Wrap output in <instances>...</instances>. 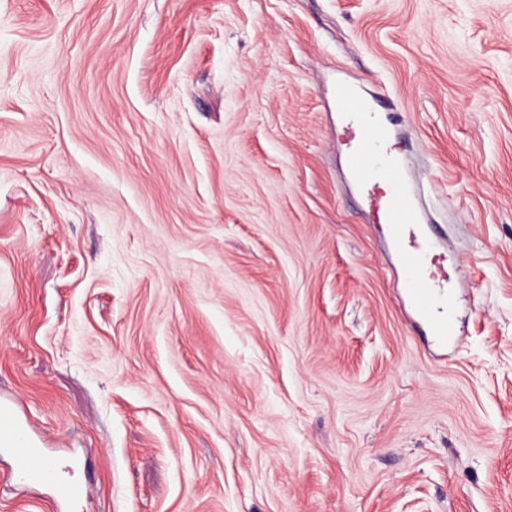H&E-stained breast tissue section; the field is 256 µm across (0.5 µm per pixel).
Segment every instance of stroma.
<instances>
[{
    "instance_id": "obj_1",
    "label": "stroma",
    "mask_w": 512,
    "mask_h": 512,
    "mask_svg": "<svg viewBox=\"0 0 512 512\" xmlns=\"http://www.w3.org/2000/svg\"><path fill=\"white\" fill-rule=\"evenodd\" d=\"M343 82L447 258L448 348ZM0 398L84 512H512V0H0ZM337 98L344 112L361 118L359 140L363 147L351 159L353 180L363 187L376 182L388 188L382 195V202L377 198L372 203L375 204L376 221L388 225L394 249L401 258L405 295L413 309L431 325L434 336L448 339L453 328V316L448 312V289L433 281L435 273L426 276V270L434 267L447 280L443 266L445 257L437 252L432 242L418 239L414 233L419 215L401 177L402 162L383 151L386 131L372 119L375 112L371 106L359 99L346 84L338 86Z\"/></svg>"
}]
</instances>
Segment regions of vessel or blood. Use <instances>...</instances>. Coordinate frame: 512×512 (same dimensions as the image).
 Masks as SVG:
<instances>
[{"label": "vessel or blood", "instance_id": "vessel-or-blood-1", "mask_svg": "<svg viewBox=\"0 0 512 512\" xmlns=\"http://www.w3.org/2000/svg\"><path fill=\"white\" fill-rule=\"evenodd\" d=\"M337 98L343 111L360 120L359 139L363 147L351 159L354 181L364 187L376 182L388 188L382 201L375 204V217L389 227L404 270L405 294L413 309L430 324L434 335L447 338L453 328V316L448 311V291L426 275L428 268L442 269L444 257L432 242L415 234L419 215L401 177L402 163L384 152L386 131L375 121L371 106L359 99L346 84L338 86ZM11 453L16 482H47L59 487L64 503L80 501L79 486L68 478L72 465L49 461L38 446L31 444L12 448Z\"/></svg>", "mask_w": 512, "mask_h": 512}]
</instances>
